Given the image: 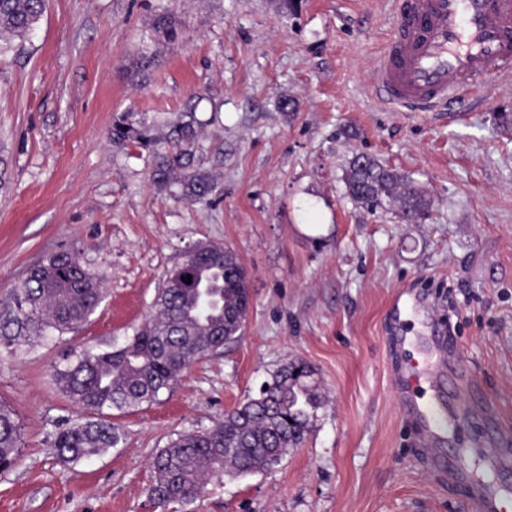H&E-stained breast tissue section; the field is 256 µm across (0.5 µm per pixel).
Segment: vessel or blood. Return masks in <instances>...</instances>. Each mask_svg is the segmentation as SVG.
<instances>
[{
  "mask_svg": "<svg viewBox=\"0 0 512 512\" xmlns=\"http://www.w3.org/2000/svg\"><path fill=\"white\" fill-rule=\"evenodd\" d=\"M394 22L374 77L376 96L405 112H461L492 77L512 74V0H393ZM447 357L426 349L406 371L393 370L402 413L425 433L426 445L442 440L448 422L441 397L424 401L419 388L442 389ZM484 476L472 475L449 454L440 466L448 481L469 491L470 512H506L512 491L490 490L487 482L512 468V448L489 449Z\"/></svg>",
  "mask_w": 512,
  "mask_h": 512,
  "instance_id": "1",
  "label": "vessel or blood"
}]
</instances>
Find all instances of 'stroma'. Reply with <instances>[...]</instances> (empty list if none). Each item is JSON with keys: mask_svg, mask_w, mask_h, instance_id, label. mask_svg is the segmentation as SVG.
<instances>
[{"mask_svg": "<svg viewBox=\"0 0 512 512\" xmlns=\"http://www.w3.org/2000/svg\"><path fill=\"white\" fill-rule=\"evenodd\" d=\"M163 10L182 41L151 37ZM392 26L388 0H47L22 47L0 54L12 165L0 188V401L22 425L19 461L0 471V512H153L155 452L214 426L292 359L326 395L304 442L278 466L212 482L182 512H469L416 448L390 358H419L425 310L447 299L471 386L465 413L444 388L448 446L512 438V81H487L468 112L395 111L372 88ZM198 93L191 166L214 185L194 201L158 190L148 152L113 143L110 129L130 110L168 146L160 118ZM360 153L413 179L427 218L353 202L343 175ZM200 241L247 270L243 335L156 402L112 413L121 447L61 462L56 432L90 414L54 385V367L69 349L132 335L165 270ZM61 251L97 275L103 302L63 336L16 338L12 288ZM407 288L424 312L389 316Z\"/></svg>", "mask_w": 512, "mask_h": 512, "instance_id": "35a3bbf8", "label": "stroma"}]
</instances>
